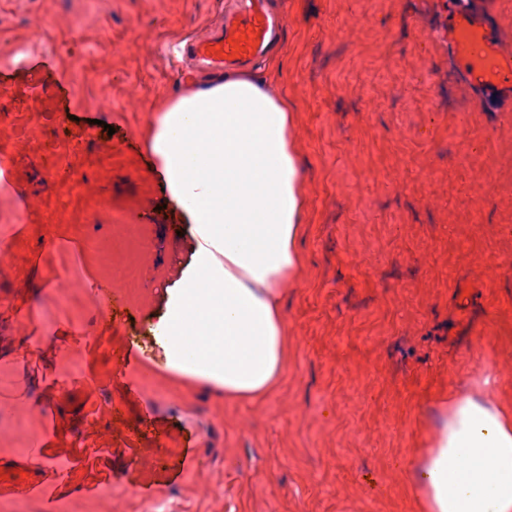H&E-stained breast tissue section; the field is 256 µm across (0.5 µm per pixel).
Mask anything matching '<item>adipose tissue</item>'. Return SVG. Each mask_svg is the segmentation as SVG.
I'll list each match as a JSON object with an SVG mask.
<instances>
[{"mask_svg": "<svg viewBox=\"0 0 512 512\" xmlns=\"http://www.w3.org/2000/svg\"><path fill=\"white\" fill-rule=\"evenodd\" d=\"M287 98L227 73L164 99L147 145L192 226L193 256L169 289L157 342L186 388L235 402L274 393L288 370L281 302L301 269L302 169ZM487 372L442 402L416 467L423 512H512V414Z\"/></svg>", "mask_w": 512, "mask_h": 512, "instance_id": "obj_1", "label": "adipose tissue"}]
</instances>
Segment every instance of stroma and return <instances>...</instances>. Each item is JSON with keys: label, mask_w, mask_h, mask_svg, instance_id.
Masks as SVG:
<instances>
[{"label": "stroma", "mask_w": 512, "mask_h": 512, "mask_svg": "<svg viewBox=\"0 0 512 512\" xmlns=\"http://www.w3.org/2000/svg\"><path fill=\"white\" fill-rule=\"evenodd\" d=\"M463 3L270 0L302 268L288 372L237 403L160 367L191 236L144 139L185 85L168 44L218 0H0V72L23 76L0 109V512H421L449 391L492 370L512 410V104L453 69Z\"/></svg>", "instance_id": "obj_1"}]
</instances>
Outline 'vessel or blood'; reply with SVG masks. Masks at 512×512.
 <instances>
[{
	"instance_id": "obj_1",
	"label": "vessel or blood",
	"mask_w": 512,
	"mask_h": 512,
	"mask_svg": "<svg viewBox=\"0 0 512 512\" xmlns=\"http://www.w3.org/2000/svg\"><path fill=\"white\" fill-rule=\"evenodd\" d=\"M281 18L267 0H241L217 11L203 33L181 49L193 70L211 74L241 69L267 56L276 45ZM448 51L463 79L485 97L512 98V37L494 29L480 7L451 14Z\"/></svg>"
}]
</instances>
